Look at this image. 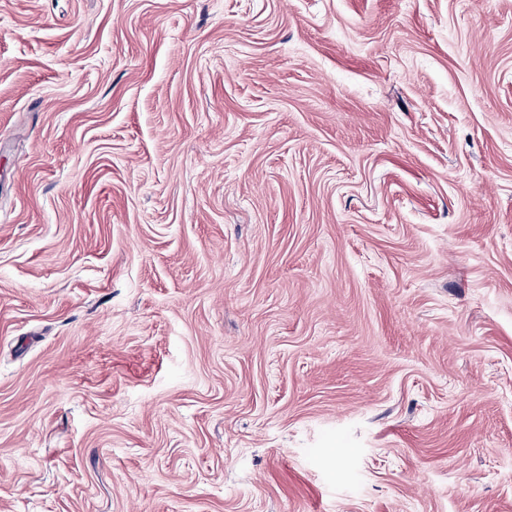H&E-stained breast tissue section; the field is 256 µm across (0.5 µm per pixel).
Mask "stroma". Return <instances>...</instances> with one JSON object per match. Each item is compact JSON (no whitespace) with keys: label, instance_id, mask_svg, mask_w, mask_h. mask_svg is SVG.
Returning <instances> with one entry per match:
<instances>
[{"label":"stroma","instance_id":"stroma-1","mask_svg":"<svg viewBox=\"0 0 512 512\" xmlns=\"http://www.w3.org/2000/svg\"><path fill=\"white\" fill-rule=\"evenodd\" d=\"M0 512H512V0H0Z\"/></svg>","mask_w":512,"mask_h":512}]
</instances>
